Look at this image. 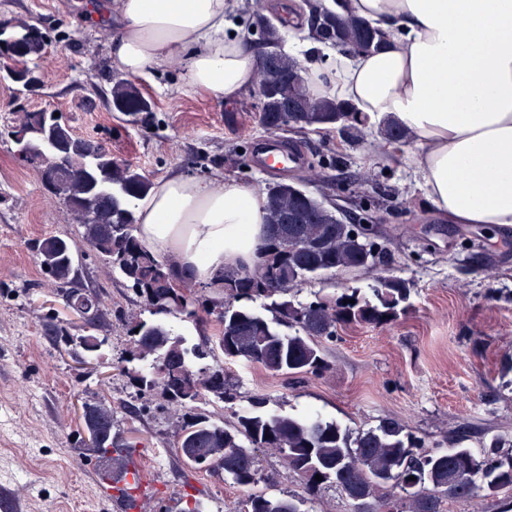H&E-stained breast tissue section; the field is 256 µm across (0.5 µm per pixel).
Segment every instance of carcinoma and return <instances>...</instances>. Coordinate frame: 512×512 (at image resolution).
I'll list each match as a JSON object with an SVG mask.
<instances>
[{"label": "carcinoma", "instance_id": "obj_1", "mask_svg": "<svg viewBox=\"0 0 512 512\" xmlns=\"http://www.w3.org/2000/svg\"><path fill=\"white\" fill-rule=\"evenodd\" d=\"M309 16L302 38L328 44L344 53H369L385 43L383 34L356 14L350 0L333 8L323 0H305ZM263 0H253L247 30L256 36L259 65V125L266 130H335L351 143L369 136L366 121L344 100L319 94L305 76L301 62L284 51L285 33L265 14ZM44 35L10 56V67L27 69L44 54ZM112 108L137 117L150 102L129 79L110 80ZM21 145L20 160L37 168L45 189L62 201L72 220L81 225L83 240L105 265L117 271L154 321L131 325L135 349L129 361L148 363L131 380L139 392H158L189 412L176 425L179 454L194 469L222 472L236 485L249 488L261 479L263 449L276 451L300 480V490L281 498L252 493L245 512H304V504L334 488L345 496L350 512H442L445 501L491 500L500 512H512V451L504 452L502 436H494L480 454L461 446L418 450L416 437L397 420L384 417L367 431L351 436L333 422L309 416L298 419L255 410L237 416L234 426L217 423L195 411L205 394L230 403L235 399L224 379V367L199 364L204 353L186 346L167 318H196L202 309L222 326L224 357L243 359L269 372L302 378L328 369L318 340L331 339L349 325L384 327L393 323L408 299L406 282L388 273L379 275L373 297L348 288L333 301L294 303L291 293L311 279L342 269H371L380 263L370 229L347 223L343 214L306 190L304 184L321 176L315 169L299 182L279 181L265 188V223L259 271L224 270V297L211 303L191 284L174 281V257L152 254L136 235L135 201L147 197L151 181L129 163L112 158V151L90 138L75 136L56 123L54 112H27L12 131ZM382 139L405 143L409 136L395 123L380 129ZM43 273L57 285L65 306L92 326L103 316L99 298L71 287L77 276L75 245L60 236L34 244ZM355 303H349V300ZM264 300L268 319L249 306ZM286 326L290 333L278 330ZM86 429L99 435L94 451L109 461L107 478L117 483L121 498L134 499L135 486L125 481L130 470V446L112 437L115 411L101 400L85 404ZM321 475L322 480L315 479Z\"/></svg>", "mask_w": 512, "mask_h": 512}]
</instances>
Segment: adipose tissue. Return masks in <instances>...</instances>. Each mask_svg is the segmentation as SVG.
Instances as JSON below:
<instances>
[{
    "instance_id": "adipose-tissue-1",
    "label": "adipose tissue",
    "mask_w": 512,
    "mask_h": 512,
    "mask_svg": "<svg viewBox=\"0 0 512 512\" xmlns=\"http://www.w3.org/2000/svg\"><path fill=\"white\" fill-rule=\"evenodd\" d=\"M387 47L335 54L292 41L308 77L351 102L370 125L392 119L415 146L416 183L450 223L512 228V0H352ZM90 23L113 25L114 65L160 71L181 55L192 87L231 102L258 59L246 33L226 35L237 0H83ZM137 235L175 255L176 275L221 290L228 268L260 261L265 196L241 182L175 174L138 201Z\"/></svg>"
}]
</instances>
